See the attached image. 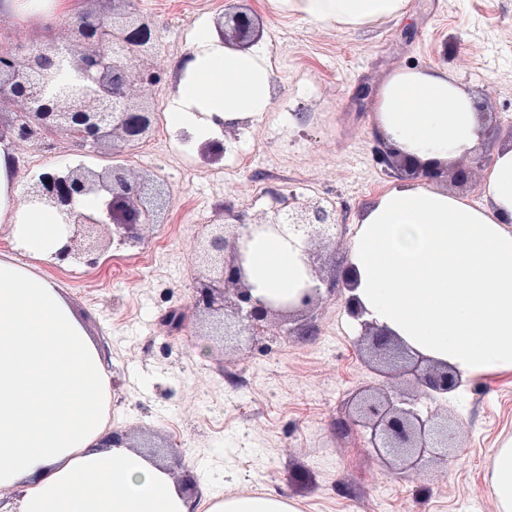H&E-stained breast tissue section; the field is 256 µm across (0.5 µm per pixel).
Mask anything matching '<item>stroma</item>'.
<instances>
[{
  "instance_id": "35a3bbf8",
  "label": "stroma",
  "mask_w": 512,
  "mask_h": 512,
  "mask_svg": "<svg viewBox=\"0 0 512 512\" xmlns=\"http://www.w3.org/2000/svg\"><path fill=\"white\" fill-rule=\"evenodd\" d=\"M233 0H135L159 34L156 64L166 79L149 100L173 98L180 63L201 19H214ZM263 22L262 40L275 71L269 112L228 127V156L243 150L252 163L216 179H185L180 156L162 152L120 160L161 184L170 204L143 240L166 241L150 278L132 282L110 273L111 255L96 268L72 262L40 265L67 288L89 318L112 362L108 422L130 443L164 463L174 482L206 512L217 494L273 493L299 512H497L488 468L494 448L512 439V371L461 381L428 401L460 424L462 447L442 468L387 474L350 423L351 401L380 383L358 339L361 328L345 307L346 292L324 297L309 320L314 336L267 337L265 349L247 339L223 347L206 336L192 308L203 272L199 215L265 212L273 192L319 196L336 206L338 234L320 250L324 277L340 273L366 208L400 177L378 163L386 145L376 131L371 93L400 68L447 72L486 116L483 152L495 157L512 140V0H410L403 16L358 28L313 23L249 0ZM17 145L42 152L19 172V184L44 168L112 163L109 152L75 144L60 133ZM186 316L173 331L163 321Z\"/></svg>"
}]
</instances>
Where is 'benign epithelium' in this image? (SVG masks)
Wrapping results in <instances>:
<instances>
[{"instance_id": "obj_1", "label": "benign epithelium", "mask_w": 512, "mask_h": 512, "mask_svg": "<svg viewBox=\"0 0 512 512\" xmlns=\"http://www.w3.org/2000/svg\"><path fill=\"white\" fill-rule=\"evenodd\" d=\"M221 42L246 48L260 38L254 13L231 8L215 18ZM158 32L151 21L134 8L133 0H112V12L85 16L68 30L63 40L21 48L0 47V102L18 112L6 128L17 142L36 136L62 133L81 145L112 148V156L143 140L152 126L148 91L160 84L162 72L155 64ZM471 166L425 169L392 150L383 162L408 175L438 183L452 176L468 182L472 170L490 160L477 153ZM104 198L95 212L79 208L88 195ZM22 200L56 209L67 233L59 252L62 261H80L94 267L114 243L136 244L144 226L156 223L158 202L147 193L146 178L113 165L100 171L77 165L50 168L31 180ZM336 206L324 198L288 197L272 194L270 212L257 215L248 224H212L202 243L206 273L196 288L193 308L219 323L222 336H248L262 343L272 327L286 335L298 317L313 312L323 295L339 288H352L348 268L341 278L318 276L314 250L334 238ZM254 233H268L287 241L304 243V262L318 284L309 287L297 303L262 301L253 297L247 284L243 242ZM361 341L369 360L387 368L386 374L400 380L392 395L384 385L365 389L355 406L354 423L366 435L367 447L379 462L404 474L435 461L448 464V449L455 447L456 430L448 413L422 412L419 396L434 397L455 390L458 378L446 365L417 360L408 362L409 350L387 330L361 319Z\"/></svg>"}]
</instances>
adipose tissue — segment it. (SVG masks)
Instances as JSON below:
<instances>
[{
	"mask_svg": "<svg viewBox=\"0 0 512 512\" xmlns=\"http://www.w3.org/2000/svg\"><path fill=\"white\" fill-rule=\"evenodd\" d=\"M303 19L357 28L406 13L409 0H280ZM70 0H0V16L33 12L52 34ZM180 68L173 125L207 140L262 117L274 70L263 44L222 45L203 23ZM379 132L423 164L449 163L481 142L472 96L445 72L397 70L374 105ZM19 155L0 139V219L27 263L0 259V490L14 512H191L160 462L106 423L112 376L104 350L64 288L39 263L66 242L53 208L21 202ZM476 207L425 181L390 186L364 213L347 263L353 295L406 346L461 376L512 370V148L499 151ZM245 268L256 295L295 299L310 284L301 247L255 235ZM498 512H512V440L492 454ZM208 512H297L271 494L213 498Z\"/></svg>",
	"mask_w": 512,
	"mask_h": 512,
	"instance_id": "ef3b65f1",
	"label": "adipose tissue"
}]
</instances>
